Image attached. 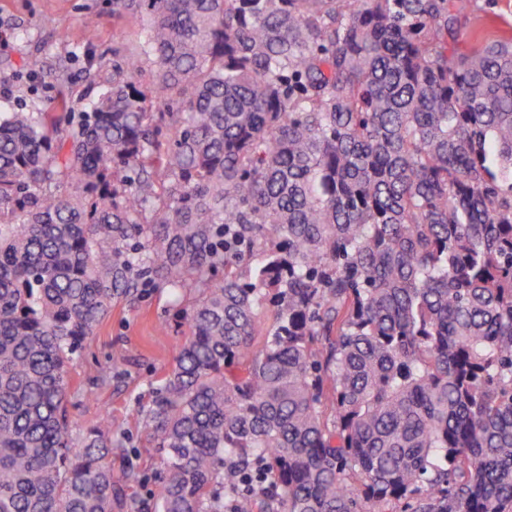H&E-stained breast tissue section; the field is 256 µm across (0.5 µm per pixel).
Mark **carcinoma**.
Here are the masks:
<instances>
[{
  "label": "carcinoma",
  "instance_id": "1",
  "mask_svg": "<svg viewBox=\"0 0 512 512\" xmlns=\"http://www.w3.org/2000/svg\"><path fill=\"white\" fill-rule=\"evenodd\" d=\"M112 6L91 111L0 112V512H512V34L456 52L455 0ZM148 283L203 293L141 499L69 364Z\"/></svg>",
  "mask_w": 512,
  "mask_h": 512
}]
</instances>
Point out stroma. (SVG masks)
Instances as JSON below:
<instances>
[{
    "label": "stroma",
    "instance_id": "1",
    "mask_svg": "<svg viewBox=\"0 0 512 512\" xmlns=\"http://www.w3.org/2000/svg\"><path fill=\"white\" fill-rule=\"evenodd\" d=\"M460 6L474 24L489 20L493 33L512 32V0H461ZM131 40L126 22L112 12V0H0V73L9 90L0 107L48 112L62 103L70 112L88 111L112 85L115 52ZM35 54L44 67L34 76L24 62ZM176 302L164 288L114 300L110 316L72 366L80 389L75 410L80 427L107 415L124 431L126 448L136 453L148 476L138 490L143 497L167 476L161 453L146 440L140 411L185 339ZM113 353L125 359L111 364L110 385H98V369Z\"/></svg>",
    "mask_w": 512,
    "mask_h": 512
}]
</instances>
